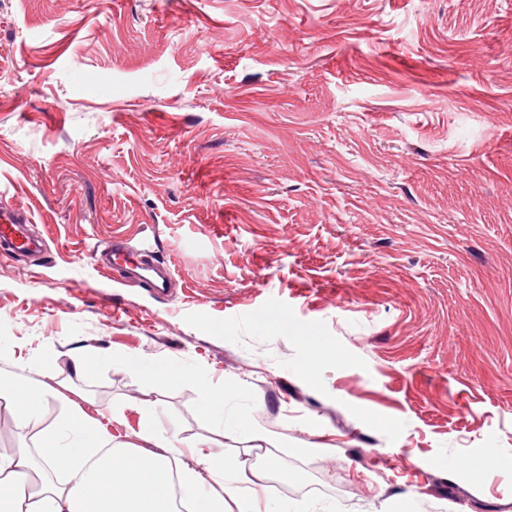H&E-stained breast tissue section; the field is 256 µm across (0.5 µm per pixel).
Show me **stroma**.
Listing matches in <instances>:
<instances>
[{"mask_svg":"<svg viewBox=\"0 0 512 512\" xmlns=\"http://www.w3.org/2000/svg\"><path fill=\"white\" fill-rule=\"evenodd\" d=\"M1 205L46 422L264 457L296 512H512V0H0ZM23 212L12 206L0 207V256L8 258L16 249H25L32 253H39L43 249V242L38 238L26 234V224ZM97 266L115 282L127 286H146L157 294L170 288L168 269L160 262L122 242H112L95 253Z\"/></svg>","mask_w":512,"mask_h":512,"instance_id":"stroma-1","label":"stroma"}]
</instances>
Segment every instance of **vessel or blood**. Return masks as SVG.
Segmentation results:
<instances>
[{
  "mask_svg": "<svg viewBox=\"0 0 512 512\" xmlns=\"http://www.w3.org/2000/svg\"><path fill=\"white\" fill-rule=\"evenodd\" d=\"M41 252L43 242L27 235L20 209L0 207V256L10 257L15 250ZM96 263L105 275L116 277L119 284L145 286L162 294L170 288L172 280L167 268L140 251L115 242L95 254Z\"/></svg>",
  "mask_w": 512,
  "mask_h": 512,
  "instance_id": "1",
  "label": "vessel or blood"
}]
</instances>
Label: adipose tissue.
<instances>
[{
    "label": "adipose tissue",
    "instance_id": "obj_1",
    "mask_svg": "<svg viewBox=\"0 0 512 512\" xmlns=\"http://www.w3.org/2000/svg\"><path fill=\"white\" fill-rule=\"evenodd\" d=\"M45 399L41 385L0 369V400L15 406L22 420L43 428ZM43 430L38 453L0 452V512H176L175 491L187 487L191 512H271L263 473L255 474L251 486H240L233 460L161 441L152 422H145L141 437L162 443L163 450L149 455L111 446L98 426L71 415ZM177 457L191 459L194 469L174 474L171 461ZM61 471L67 481L52 482ZM203 472L212 488L197 486Z\"/></svg>",
    "mask_w": 512,
    "mask_h": 512
}]
</instances>
